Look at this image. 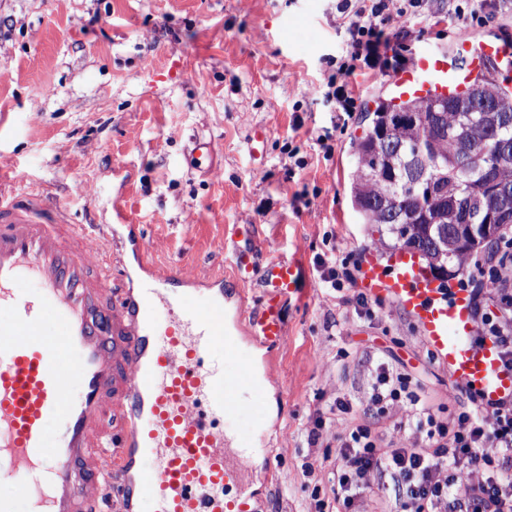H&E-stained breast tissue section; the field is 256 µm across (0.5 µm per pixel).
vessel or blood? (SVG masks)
Masks as SVG:
<instances>
[{"mask_svg": "<svg viewBox=\"0 0 512 512\" xmlns=\"http://www.w3.org/2000/svg\"><path fill=\"white\" fill-rule=\"evenodd\" d=\"M512 71V44L454 54L429 41L387 83L392 104L465 97L488 64ZM119 230L100 247L88 225L67 223L42 198L0 189V512H255L230 460L253 455L223 423L248 401L226 378L237 357L224 339L223 276L193 278L147 260L144 227L116 208ZM237 282L256 288L239 323L260 347L287 334L285 310L300 294L296 259L262 257L254 235L224 242ZM136 261L147 285L112 284L113 263ZM362 280L408 311L455 387L485 401L512 398L495 339L479 338L469 294L444 299L415 253L387 262L366 254ZM166 319H158V312ZM57 327L49 336L47 324Z\"/></svg>", "mask_w": 512, "mask_h": 512, "instance_id": "b4317fda", "label": "vessel or blood"}]
</instances>
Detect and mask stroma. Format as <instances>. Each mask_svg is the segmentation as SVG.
Returning a JSON list of instances; mask_svg holds the SVG:
<instances>
[{
	"label": "stroma",
	"instance_id": "obj_1",
	"mask_svg": "<svg viewBox=\"0 0 512 512\" xmlns=\"http://www.w3.org/2000/svg\"><path fill=\"white\" fill-rule=\"evenodd\" d=\"M337 0H0V166L23 173V191L52 194L75 224L113 225V201L145 227L148 257L200 276L232 267L218 251L239 227L254 233L266 256L296 258L300 300L285 317L288 334L275 352L253 344L264 425L240 413L229 429L251 434L270 462L249 472L257 512H317L332 502L331 462L344 420L328 423L319 442L306 435L336 399L358 404L367 356L385 350L411 387L435 406L460 410L466 395L418 337L412 317L393 299L375 319L356 315L325 293L317 272L337 249L383 254L387 231L362 223L349 195L355 146L367 114L387 98L385 76L356 67L353 115L311 96L309 84L335 74L350 41ZM512 36V0L482 25L442 22L420 38L454 51L459 37L479 44ZM268 131L262 161L247 134ZM334 128L331 157L317 144ZM211 139L210 157L193 140ZM296 148L305 167L289 159ZM312 472H305V464Z\"/></svg>",
	"mask_w": 512,
	"mask_h": 512
}]
</instances>
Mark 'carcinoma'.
I'll return each instance as SVG.
<instances>
[{"instance_id":"cac0c4a2","label":"carcinoma","mask_w":512,"mask_h":512,"mask_svg":"<svg viewBox=\"0 0 512 512\" xmlns=\"http://www.w3.org/2000/svg\"><path fill=\"white\" fill-rule=\"evenodd\" d=\"M392 138L383 150L379 138ZM482 152L480 165L469 151ZM351 204L365 224H382L403 249L420 253L430 270L462 266L500 225L512 224V91L479 77L461 100L379 104L372 129L356 147ZM478 227L465 252L450 246L455 225Z\"/></svg>"}]
</instances>
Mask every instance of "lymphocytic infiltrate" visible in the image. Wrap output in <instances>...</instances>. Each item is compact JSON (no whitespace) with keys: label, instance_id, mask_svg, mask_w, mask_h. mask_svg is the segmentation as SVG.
<instances>
[{"label":"lymphocytic infiltrate","instance_id":"lymphocytic-infiltrate-1","mask_svg":"<svg viewBox=\"0 0 512 512\" xmlns=\"http://www.w3.org/2000/svg\"><path fill=\"white\" fill-rule=\"evenodd\" d=\"M337 10L354 17L351 41L335 76L312 92L335 100L338 110L349 114L357 105L350 80L355 62L382 74L402 68L408 59L389 53L392 36L439 24L446 16L485 22L494 17L496 0H448L444 14L426 0H340ZM388 22L394 23L395 33L384 31ZM473 277L495 298L494 309L474 310L481 333L496 339L502 365L512 371V238L500 239L476 257ZM410 384L381 354L363 391L362 414H354L352 405L341 399L331 405V412L351 417L332 467L336 512H387L367 481L373 472L397 485L400 512H512V399L486 403L472 392L463 411L443 416ZM398 404L404 409L402 426L419 438L410 448L386 443L377 429Z\"/></svg>","mask_w":512,"mask_h":512}]
</instances>
